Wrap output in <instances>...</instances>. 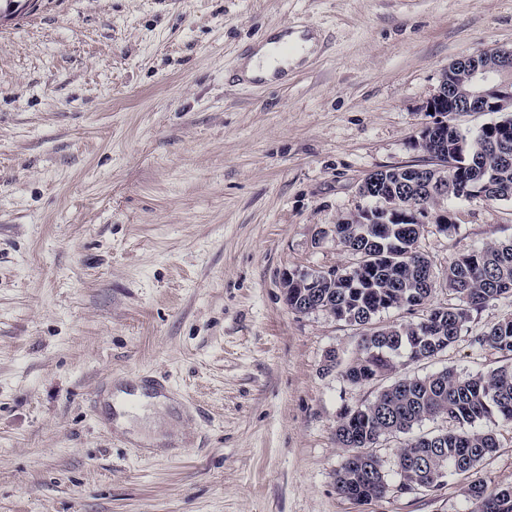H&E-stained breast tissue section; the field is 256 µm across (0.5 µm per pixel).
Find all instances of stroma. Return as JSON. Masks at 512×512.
Instances as JSON below:
<instances>
[{
    "label": "stroma",
    "mask_w": 512,
    "mask_h": 512,
    "mask_svg": "<svg viewBox=\"0 0 512 512\" xmlns=\"http://www.w3.org/2000/svg\"><path fill=\"white\" fill-rule=\"evenodd\" d=\"M312 40L287 80L231 76L270 32ZM512 47V0H32L0 23V512H474L469 486L512 487L497 450L436 489L336 491L342 416L406 376L512 364L472 336L382 380L344 372L357 327L288 307L282 275L346 267L338 221L373 172L418 164L448 64ZM449 260L512 238V203L444 199ZM335 351L334 368L325 357ZM167 385L116 426L102 381ZM161 448L147 450L142 437Z\"/></svg>",
    "instance_id": "obj_1"
}]
</instances>
